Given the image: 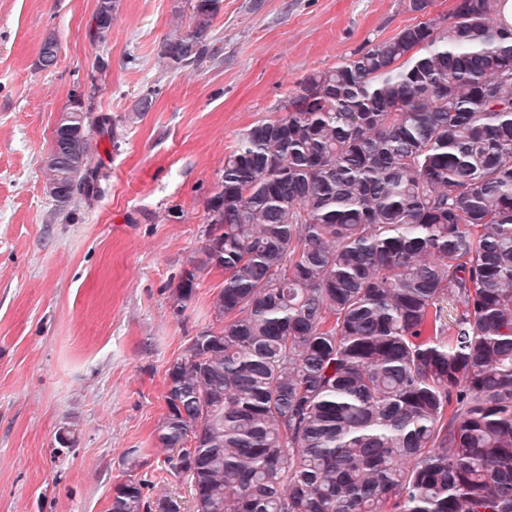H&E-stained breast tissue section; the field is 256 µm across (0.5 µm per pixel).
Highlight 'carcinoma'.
<instances>
[{
    "mask_svg": "<svg viewBox=\"0 0 512 512\" xmlns=\"http://www.w3.org/2000/svg\"><path fill=\"white\" fill-rule=\"evenodd\" d=\"M222 0L161 58L219 56ZM462 0L306 75L246 129L206 200L183 312L224 271L212 319L167 368L156 442L194 512H512V27ZM120 0H97L104 42ZM58 40L39 52L55 66ZM43 160L64 207L105 178L107 113L76 97ZM143 484L110 512H148Z\"/></svg>",
    "mask_w": 512,
    "mask_h": 512,
    "instance_id": "obj_1",
    "label": "carcinoma"
}]
</instances>
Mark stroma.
Wrapping results in <instances>:
<instances>
[{
    "label": "stroma",
    "mask_w": 512,
    "mask_h": 512,
    "mask_svg": "<svg viewBox=\"0 0 512 512\" xmlns=\"http://www.w3.org/2000/svg\"><path fill=\"white\" fill-rule=\"evenodd\" d=\"M95 0H0V512H109L116 485L178 499L155 441L166 369L211 319L224 273H205L183 312L169 294L199 249L204 202L241 134L310 72L416 23L403 0H222L216 60L175 69L159 55L187 31L190 0H121L105 43ZM55 35V68L37 64ZM96 88L119 147L92 205L56 210L42 163L57 117ZM152 95L150 111L136 102Z\"/></svg>",
    "instance_id": "35a3bbf8"
}]
</instances>
